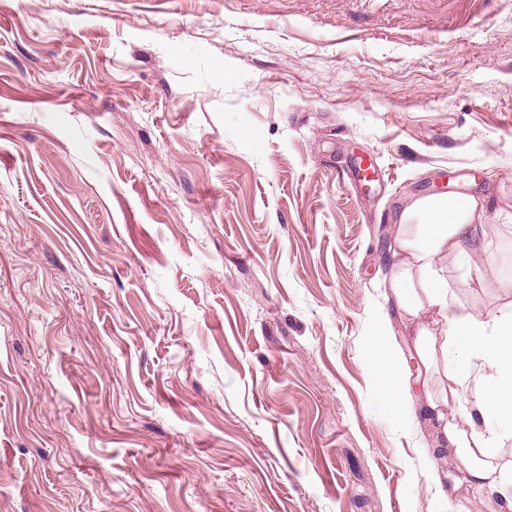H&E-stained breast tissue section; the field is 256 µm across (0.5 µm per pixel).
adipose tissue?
<instances>
[{"label":"adipose tissue","mask_w":512,"mask_h":512,"mask_svg":"<svg viewBox=\"0 0 512 512\" xmlns=\"http://www.w3.org/2000/svg\"><path fill=\"white\" fill-rule=\"evenodd\" d=\"M475 196L414 200L400 216L396 246L402 259L390 287L413 333L410 352L421 372H403L385 345L372 351L374 373L389 407L404 413L403 395L420 391L422 412L433 422L436 453L453 451L462 471L457 488L471 494L474 512H512V461L494 450L512 438V302L493 316L460 310L438 332L432 308H446L453 295L438 261L463 265L482 255L487 233Z\"/></svg>","instance_id":"obj_1"}]
</instances>
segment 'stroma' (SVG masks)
<instances>
[{
  "instance_id": "35a3bbf8",
  "label": "stroma",
  "mask_w": 512,
  "mask_h": 512,
  "mask_svg": "<svg viewBox=\"0 0 512 512\" xmlns=\"http://www.w3.org/2000/svg\"><path fill=\"white\" fill-rule=\"evenodd\" d=\"M444 173L512 222V0H0V512H456L368 357Z\"/></svg>"
}]
</instances>
